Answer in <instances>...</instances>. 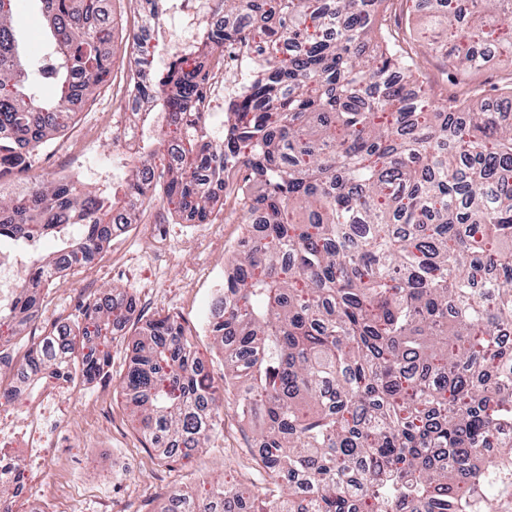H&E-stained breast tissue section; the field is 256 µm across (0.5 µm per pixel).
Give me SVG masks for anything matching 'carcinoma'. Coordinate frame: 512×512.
<instances>
[{
  "mask_svg": "<svg viewBox=\"0 0 512 512\" xmlns=\"http://www.w3.org/2000/svg\"><path fill=\"white\" fill-rule=\"evenodd\" d=\"M16 0H0V177L72 122L76 96L106 81L112 27L102 0H39L57 85L37 91L14 27ZM227 21L200 39L258 58L230 104L221 144L195 150L203 121L196 48L159 82L130 84L164 115L179 164L161 175L149 159L108 193L39 184L0 199V240L53 238L61 259L87 263L112 217L153 175L162 199L205 223L230 162L258 177L242 187L246 237L224 280V318L207 327L224 359L225 389L259 435L265 486L223 479L173 495L165 512H471L491 509L492 469L512 474V354L496 332L512 327V81L488 91L466 83L477 45L512 49V0H426L425 25L463 73L439 98L420 84L413 55L391 36L386 0H223ZM260 28L241 25L245 9ZM469 22L453 34V20ZM404 73L405 84L389 81ZM54 258L35 263L8 314L34 319ZM135 300L110 292L83 307L77 329L103 339L58 359L51 328L30 349L34 374L94 376L110 363L112 328ZM192 332L170 315L138 341L122 378L143 435L175 442L186 459L221 422L219 387L204 372Z\"/></svg>",
  "mask_w": 512,
  "mask_h": 512,
  "instance_id": "carcinoma-1",
  "label": "carcinoma"
}]
</instances>
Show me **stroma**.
Segmentation results:
<instances>
[{
    "instance_id": "35a3bbf8",
    "label": "stroma",
    "mask_w": 512,
    "mask_h": 512,
    "mask_svg": "<svg viewBox=\"0 0 512 512\" xmlns=\"http://www.w3.org/2000/svg\"><path fill=\"white\" fill-rule=\"evenodd\" d=\"M104 8L113 27L107 82L82 100L70 129L55 134L33 154L29 169L0 180V197L9 199L25 192L32 182L50 181L63 166H110L121 177L131 167L120 142L102 140L101 133L112 122L108 110L112 100L127 92L124 73L138 59L128 40L135 20L127 11V0H105ZM420 12V7L404 4L396 16L399 28L418 52L425 84L437 93L452 92L455 70L424 33ZM140 13L157 14L165 22L166 35L157 38L150 55L151 72L159 78L168 70L166 41L178 36L181 20L172 0H142ZM15 23L33 66H40L45 25L37 0H20ZM76 134L94 142V149H73ZM243 233L242 215L225 217L223 201H216L207 223L190 224L172 216L151 190L127 231L104 243V256L92 274L79 269L43 288L39 314L19 330L8 349L11 359L27 354L45 329L72 323L83 306L107 290L122 291L137 305L133 320L112 343L109 367L98 376L79 377L71 383L84 430L71 435L69 447L54 451L58 468L47 485L53 512H101L106 503L114 512H158L171 494L197 488L203 479L217 481L230 475L246 485L263 482L265 474L253 460L257 437L243 419L236 396H223L222 423L204 448L188 459L168 463L136 428L119 386L135 362L137 337L161 314L177 316L193 330L202 363L215 383L223 384L224 361L204 330L205 312L224 283L225 261L239 249ZM94 437L105 438V447H86V440Z\"/></svg>"
}]
</instances>
